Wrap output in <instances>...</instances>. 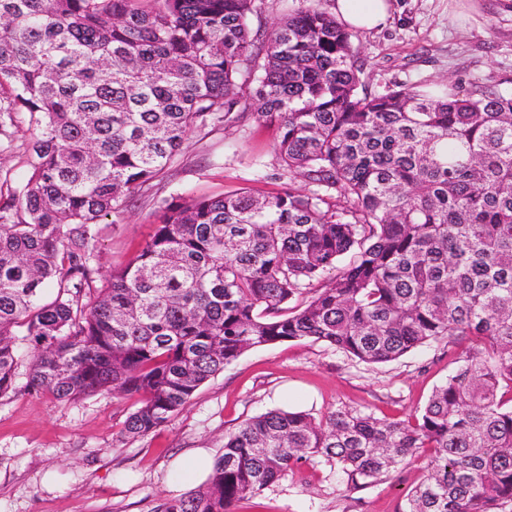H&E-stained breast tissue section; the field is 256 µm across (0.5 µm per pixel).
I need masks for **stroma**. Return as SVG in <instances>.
Listing matches in <instances>:
<instances>
[{"instance_id":"1","label":"stroma","mask_w":512,"mask_h":512,"mask_svg":"<svg viewBox=\"0 0 512 512\" xmlns=\"http://www.w3.org/2000/svg\"><path fill=\"white\" fill-rule=\"evenodd\" d=\"M464 0H393L388 24L357 31L355 51L372 89L417 84L438 93L512 78V11L501 0H478L473 18L458 20ZM277 130L247 121L192 132L161 184L142 191L91 243L102 267L126 263L144 245L161 208L187 197H217L240 188L263 194L278 188L273 150ZM28 135L0 136V174L12 186L26 181ZM454 369L445 341L398 360L365 364L309 339L259 346L206 382L172 419L136 439L120 429L134 401L99 393L64 403L27 393L25 368L17 391L0 396V512H155L163 500L205 482L185 477L183 463L216 460L224 436L245 419L270 410L313 416L340 407L403 420L424 406ZM428 454L409 458L389 477L357 489L318 462L263 495L241 501L238 512H400L426 471Z\"/></svg>"}]
</instances>
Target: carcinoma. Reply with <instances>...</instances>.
<instances>
[{
    "mask_svg": "<svg viewBox=\"0 0 512 512\" xmlns=\"http://www.w3.org/2000/svg\"><path fill=\"white\" fill-rule=\"evenodd\" d=\"M254 2L0 0V113L30 136L0 195V395L25 347L23 390L136 396L138 438L254 347L381 364L446 339L456 368L408 419L268 411L157 512H234L313 459L356 489L426 450L401 512H512V80L374 91L333 13L299 0L266 34ZM248 117L288 185L167 206L125 265L93 264L97 224L191 132Z\"/></svg>",
    "mask_w": 512,
    "mask_h": 512,
    "instance_id": "1",
    "label": "carcinoma"
}]
</instances>
